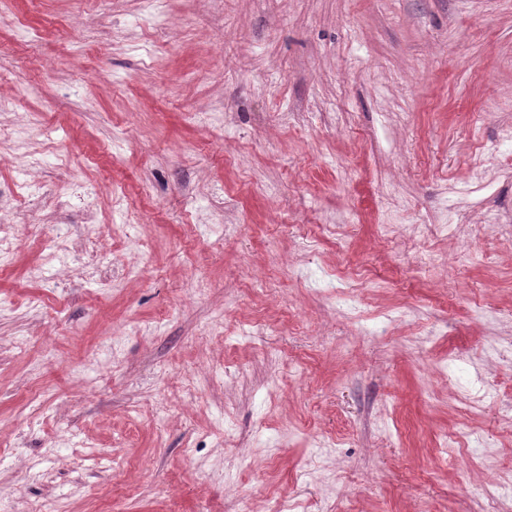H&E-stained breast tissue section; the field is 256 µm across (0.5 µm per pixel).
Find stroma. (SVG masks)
Returning a JSON list of instances; mask_svg holds the SVG:
<instances>
[{"label":"stroma","mask_w":512,"mask_h":512,"mask_svg":"<svg viewBox=\"0 0 512 512\" xmlns=\"http://www.w3.org/2000/svg\"><path fill=\"white\" fill-rule=\"evenodd\" d=\"M162 8L0 0V512H488L440 447L512 469V0Z\"/></svg>","instance_id":"stroma-1"}]
</instances>
